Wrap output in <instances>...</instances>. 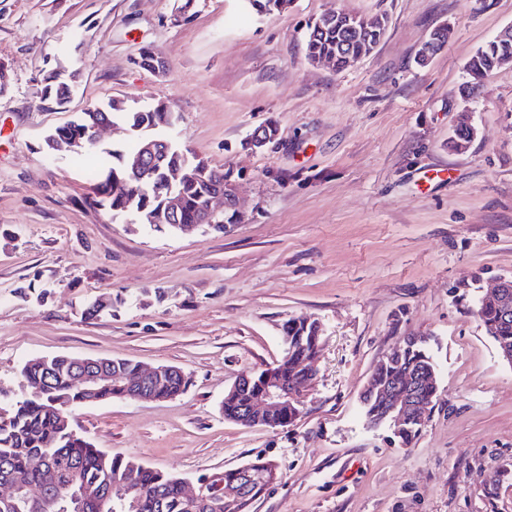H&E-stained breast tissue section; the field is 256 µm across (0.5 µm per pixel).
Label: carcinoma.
Instances as JSON below:
<instances>
[{
  "instance_id": "obj_1",
  "label": "carcinoma",
  "mask_w": 512,
  "mask_h": 512,
  "mask_svg": "<svg viewBox=\"0 0 512 512\" xmlns=\"http://www.w3.org/2000/svg\"><path fill=\"white\" fill-rule=\"evenodd\" d=\"M244 7L259 14L280 12L288 0H243ZM386 30L384 18H364L353 15L346 21L334 16H322L308 25L306 50L310 61L325 59L343 70L369 55ZM512 57V41H487L471 57L466 66L469 79L458 89L464 95L480 87L481 79L500 67L505 57ZM71 87L51 75L41 89L43 104L64 108L71 101ZM110 121L129 126L134 135L125 150L107 151L118 163L93 175L94 197L91 203L108 212L126 213L124 200L111 195V182L125 181L138 191L144 208L139 223L160 209L167 194L174 191L181 199L178 223L165 228L180 232L187 224L200 223L211 192L220 184V171L198 173L205 161L181 147L165 131L175 126L172 113L157 102L141 108H118L107 103L85 108L78 118L58 128L44 139L46 149L58 153V146L67 140L83 138L86 131L99 122ZM164 142L165 161L147 173L136 175L132 163L143 142ZM472 142L470 129L456 127L448 148L466 152ZM510 311L502 307L477 304L475 316L497 348H512V298ZM283 335L290 338L278 363L251 373L252 382L224 399V418L246 427L278 428L297 420L294 410H281L261 417H250L248 403L265 378L290 389L303 385L301 376L305 362L321 344V336L313 325L301 319H290L283 326ZM102 365L109 381L95 392L86 391L76 381V373L85 365L71 356L36 357L28 360L20 376L33 392L24 398L12 399L0 405V484H11L17 476L25 484L14 494L0 499V512H102L113 482L127 483L126 512H247L249 501L224 496L231 485L229 471L212 476L204 495L186 499L180 478L145 467L134 458L112 456L94 447L72 427V413L91 403V399L106 401L112 397L130 398L135 390L126 384L136 374L140 364L130 360L108 359ZM437 370L436 362L426 347V340L414 338L396 343L377 363L371 377L386 388L405 387L410 377L424 379ZM186 386L182 372L176 368L148 382L143 387L150 399H167L178 395ZM361 409L367 424L379 425L385 410L382 400L371 393L360 395ZM421 432L420 421L412 416L403 424L398 439L408 444Z\"/></svg>"
}]
</instances>
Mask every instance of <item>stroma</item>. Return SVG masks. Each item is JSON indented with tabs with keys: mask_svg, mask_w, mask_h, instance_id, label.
<instances>
[{
	"mask_svg": "<svg viewBox=\"0 0 512 512\" xmlns=\"http://www.w3.org/2000/svg\"><path fill=\"white\" fill-rule=\"evenodd\" d=\"M0 0V388H29L36 356L171 365L162 401L89 404L74 426L106 453L190 482L257 460L279 478L249 512H512V365L472 311L512 275V65L458 95L476 50L512 25V0H291L267 16L240 0ZM381 16L374 51L345 70L310 62L306 24ZM449 31L426 64L431 32ZM164 63L142 69L143 49ZM79 72L64 109L40 100L55 65ZM159 101L174 137L231 174L230 232L157 230L87 205L107 149L52 156L45 135L91 104ZM476 136L448 140L462 110ZM274 143L248 144L265 122ZM108 297L111 309L87 314ZM321 323L319 374L300 419L224 417L241 375L281 359L282 326ZM427 338L438 402L409 445L368 426L360 395L399 339ZM500 475L488 487L491 475Z\"/></svg>",
	"mask_w": 512,
	"mask_h": 512,
	"instance_id": "1",
	"label": "stroma"
}]
</instances>
